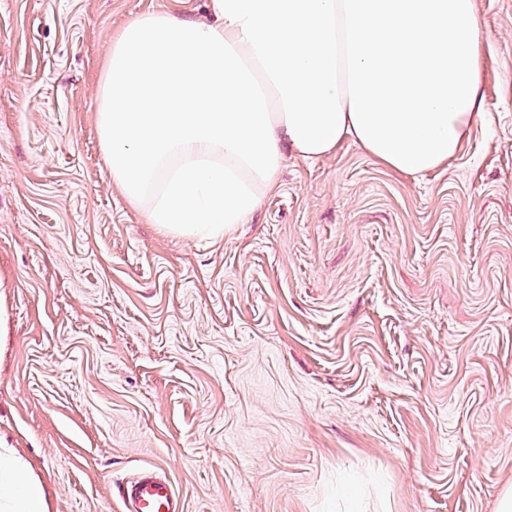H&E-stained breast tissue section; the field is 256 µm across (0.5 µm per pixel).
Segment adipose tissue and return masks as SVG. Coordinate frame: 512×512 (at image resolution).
Here are the masks:
<instances>
[{
	"instance_id": "1",
	"label": "adipose tissue",
	"mask_w": 512,
	"mask_h": 512,
	"mask_svg": "<svg viewBox=\"0 0 512 512\" xmlns=\"http://www.w3.org/2000/svg\"><path fill=\"white\" fill-rule=\"evenodd\" d=\"M476 0H208L112 38L98 124L112 183L167 232L220 239L279 188L287 156L345 142L414 176L445 167L482 116ZM0 512H47L0 448Z\"/></svg>"
}]
</instances>
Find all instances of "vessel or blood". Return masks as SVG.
Wrapping results in <instances>:
<instances>
[{
	"label": "vessel or blood",
	"mask_w": 512,
	"mask_h": 512,
	"mask_svg": "<svg viewBox=\"0 0 512 512\" xmlns=\"http://www.w3.org/2000/svg\"><path fill=\"white\" fill-rule=\"evenodd\" d=\"M119 496L123 512H184L172 484L149 468L121 485Z\"/></svg>",
	"instance_id": "1"
}]
</instances>
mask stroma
<instances>
[{"label": "stroma", "mask_w": 512, "mask_h": 512, "mask_svg": "<svg viewBox=\"0 0 512 512\" xmlns=\"http://www.w3.org/2000/svg\"><path fill=\"white\" fill-rule=\"evenodd\" d=\"M204 0H0V440L49 512H496L512 488V0L448 168L288 158L221 239L150 223L98 125L115 32ZM124 512H184L173 485L152 469H144L119 487Z\"/></svg>", "instance_id": "35a3bbf8"}]
</instances>
